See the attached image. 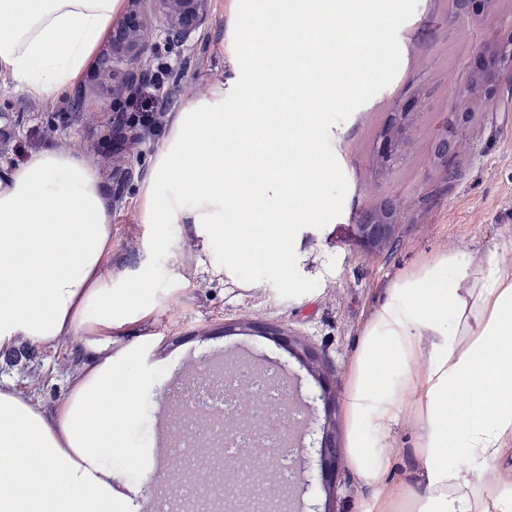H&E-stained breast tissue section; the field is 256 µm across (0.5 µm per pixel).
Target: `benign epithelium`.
I'll list each match as a JSON object with an SVG mask.
<instances>
[{
    "mask_svg": "<svg viewBox=\"0 0 512 512\" xmlns=\"http://www.w3.org/2000/svg\"><path fill=\"white\" fill-rule=\"evenodd\" d=\"M133 2L149 5L150 10L161 20V34L165 43L173 50H179L187 45L194 35L202 28L209 16L210 0H133ZM458 11L465 17H481L494 12L499 0H457ZM112 55L105 61L96 64L94 71L99 72L108 67L125 68L126 85L131 87L147 72L144 59L146 49L144 27L136 21H128L112 28ZM512 67V35L499 43L494 50L479 56V61L472 71L470 95L464 101V109L457 113L459 124L470 121L473 115L487 109L489 103L497 99L498 84L496 70L503 66ZM423 103V93L419 92L407 102L396 105L394 112L381 127L376 146L370 156V166L377 173H383L393 168L394 163L409 153L420 129L418 109ZM94 106L86 89L78 91L77 97L71 103V114L78 116ZM464 146L460 140L448 141V130H443L436 136L432 150L438 156L435 163L439 176L446 180L450 172V163L455 149ZM403 222V214L397 202L389 197L378 196L357 217V235L363 245L373 253H381L392 246ZM291 354L307 367L309 373L318 381L320 393L316 399L324 405V423H318L317 416L305 420L302 426L309 434L321 433L319 449V474L314 475L307 466L305 457L306 446L295 444L285 434L278 432L280 451L293 458L297 467L294 483L307 489L313 485L319 486L326 494L333 491V481L336 476V466L342 458V451L336 442V419L332 412L336 411V389L326 385L322 379L327 371L318 354L309 346L294 342L289 348ZM244 423L261 438L270 437L266 429L264 416L258 412L247 415ZM275 468L273 457L255 458L243 456L240 470L254 473L260 469L272 471Z\"/></svg>",
    "mask_w": 512,
    "mask_h": 512,
    "instance_id": "1",
    "label": "benign epithelium"
}]
</instances>
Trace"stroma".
<instances>
[{"mask_svg": "<svg viewBox=\"0 0 512 512\" xmlns=\"http://www.w3.org/2000/svg\"><path fill=\"white\" fill-rule=\"evenodd\" d=\"M363 3L362 23L383 27L382 66L355 85L338 87L335 101L318 108L327 142L335 149L337 173L335 179L320 181L316 192L335 199L336 208L321 214L318 223L296 225V247L287 262L262 259L239 266L230 275L224 272V252L232 243L224 236L190 224L157 228L138 223L133 199L170 118L161 116L156 131L138 143L111 142L112 113L129 108L123 72H107L89 82L99 108L77 123L68 112L71 95L36 101L18 90L9 76L0 75V129L10 133L0 170L53 147L86 157L109 184L125 169L133 171L122 201L113 207L110 271L118 281L127 270L144 266L153 310L112 339V359L130 390L126 413L116 422L120 445L104 456L103 465L124 484L140 488L143 497L155 490L165 494L167 512H185L180 499L171 494L185 481L204 485L217 477L237 497L250 487L262 489L273 479L272 473H257L244 484L234 475L213 470L203 428L190 465L169 460L159 482L147 472L144 461L158 454L160 408L178 406L174 388L189 370L204 363L215 371L243 364L263 371L281 362L289 367L286 389L291 402L318 389L286 343L259 331L228 335L225 325L273 326L319 352L336 385V436L342 444L347 431L348 362L368 315L384 302L389 285L419 262L448 250L462 252L477 264L494 256L512 259V71L498 76L495 108L476 114L464 127L469 147L455 154L448 181L435 177L430 149L434 135L453 120L467 95L468 75L484 48L512 35V0H502L499 12L482 19L449 11L448 0ZM144 24L148 67L168 63L160 92L173 102L204 95L215 80L235 75L236 64L224 63L215 50L225 34L215 2L198 41L179 52L165 45L154 16L145 15ZM420 86L426 87L428 97L412 153L391 172L375 174L369 156L379 128L393 102L412 98ZM379 194L395 199L405 220L392 247L368 255L356 239L355 224L359 212ZM87 366L82 337L35 343L29 359L17 365L0 358V384L14 385L52 411L68 397L74 379ZM414 438L412 422L401 418L390 441L392 483L415 482L409 460ZM372 495L344 461L336 470L334 492L305 496L304 510L365 512Z\"/></svg>", "mask_w": 512, "mask_h": 512, "instance_id": "35a3bbf8", "label": "stroma"}]
</instances>
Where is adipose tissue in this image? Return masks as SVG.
<instances>
[{"instance_id":"adipose-tissue-1","label":"adipose tissue","mask_w":512,"mask_h":512,"mask_svg":"<svg viewBox=\"0 0 512 512\" xmlns=\"http://www.w3.org/2000/svg\"><path fill=\"white\" fill-rule=\"evenodd\" d=\"M229 2L248 69L180 104L134 198L139 223L235 238L228 269L287 259L295 225L335 208L307 183L311 172L336 176L317 115L289 99L335 96V78L321 76L336 55L332 16L360 17L356 0ZM124 9L125 0H0V72L38 101L71 91ZM296 12L309 22L292 36ZM112 222L110 191L79 155L46 148L0 171V349L82 336L94 357L51 413L0 386V512H138V490L119 487L101 463L119 445L101 405L120 370L100 347L150 313L141 268L119 285L106 273ZM445 268L449 290L437 286ZM347 387L349 465L375 492L366 512H512V263L444 252L414 266L369 316ZM403 415L416 429L410 489L388 481L390 433Z\"/></svg>"}]
</instances>
